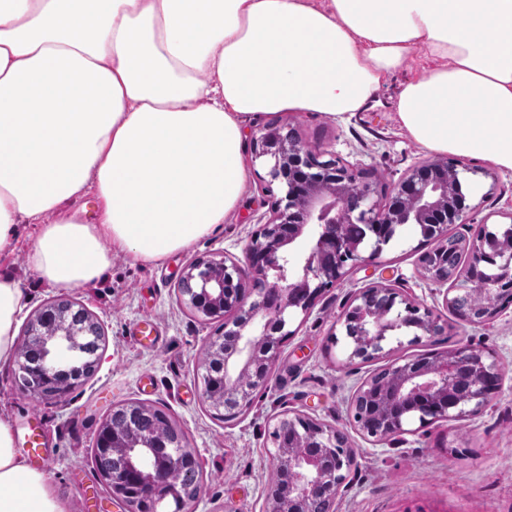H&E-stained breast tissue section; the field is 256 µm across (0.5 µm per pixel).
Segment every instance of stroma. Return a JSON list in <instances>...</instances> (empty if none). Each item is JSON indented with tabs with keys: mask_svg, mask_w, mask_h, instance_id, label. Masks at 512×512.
<instances>
[{
	"mask_svg": "<svg viewBox=\"0 0 512 512\" xmlns=\"http://www.w3.org/2000/svg\"><path fill=\"white\" fill-rule=\"evenodd\" d=\"M428 66L421 52L412 53L406 67L384 82L361 112L342 119L289 112L280 115L278 124L293 129L313 152L364 171L379 198H386L413 167L432 158L400 128L393 109L401 83ZM244 160L249 186L238 210L218 231L163 264L119 258L94 286L50 287L27 270L36 235L32 224L21 226L13 252L0 255V270L15 272L30 291L19 330H26L46 302L66 295L95 316L105 336L95 372L60 400L33 397L13 367L0 369V406L9 411L18 439L37 425L39 456L50 457L47 470L72 512H123L105 497L92 449L101 423L116 406L131 402L163 410L205 464L200 492L183 512H266L276 474L271 432L276 417L288 411L338 429L356 451L334 512H512V305L484 326L457 321L444 304L449 284H434L421 272L419 257L433 243L418 225L400 227L378 259L351 269L340 284L319 293L308 313L291 318L271 381L250 407L224 421L203 405V352L222 334L223 321L205 320L187 309L177 282L192 261L225 255L243 259L251 235L282 197L266 159L248 150ZM464 164L460 179L472 188L466 197L470 209L466 223L449 225V235L468 239L474 225L496 232L512 224V172L476 158ZM377 284L433 310L445 329L418 342L413 329L395 330L378 357L349 361L337 342L345 334L338 318L361 289ZM142 320L155 324L158 347L136 343L132 330ZM465 343L492 354L501 368V387L478 415L423 427L414 422L408 433L381 441L359 430L351 401L365 380L388 364L423 353L443 354ZM39 456L29 457V464L38 466Z\"/></svg>",
	"mask_w": 512,
	"mask_h": 512,
	"instance_id": "stroma-1",
	"label": "stroma"
}]
</instances>
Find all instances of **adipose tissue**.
I'll list each match as a JSON object with an SVG mask.
<instances>
[{"label":"adipose tissue","instance_id":"adipose-tissue-1","mask_svg":"<svg viewBox=\"0 0 512 512\" xmlns=\"http://www.w3.org/2000/svg\"><path fill=\"white\" fill-rule=\"evenodd\" d=\"M416 51L400 127L512 172V0H0V253L37 225L28 269L64 289L162 263L236 210L249 122L361 111ZM28 303L0 271V367ZM0 512H69L1 409Z\"/></svg>","mask_w":512,"mask_h":512}]
</instances>
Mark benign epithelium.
<instances>
[{
    "mask_svg": "<svg viewBox=\"0 0 512 512\" xmlns=\"http://www.w3.org/2000/svg\"><path fill=\"white\" fill-rule=\"evenodd\" d=\"M255 157L271 163V181L279 182L285 195L276 201L273 216L251 238L245 261L227 257L200 259L189 264L178 283L180 300L195 314L224 319V336L205 349L202 367V400L218 412L228 405L245 408L254 393L266 387L280 347L292 331L286 316L306 314L320 291L344 280L357 264L380 257L383 247L405 224L423 225L435 247L421 254L419 263L426 278L454 284L455 294L446 297V308L455 311L460 298L476 288L499 294L512 280V250L497 253V275L483 277L472 268H448L438 255L448 249V225L465 223L468 207L462 199L458 160L434 159L424 162L395 186L388 205L375 199L376 185L363 174L339 161L320 159L292 130L268 129L256 139ZM371 229L374 240L368 255L361 246L365 237H348L346 229ZM305 236L310 247L306 257L295 251L297 239ZM494 233L475 230L472 240L455 243V251L469 250L472 259L481 257L485 246L493 244ZM275 272L274 281L268 272ZM398 293L387 286L362 289L340 316L348 329V318L357 315L358 335L352 338L349 360L371 359L382 350L386 332L414 326L425 336L440 334L444 325L433 311H420L409 303L391 315ZM496 309L476 308L461 316L470 325L489 323ZM98 326L82 305L58 299L43 305L27 327L23 353L17 360L19 378L40 385L26 388L35 396L60 399L82 384L96 369L97 362L73 368L65 379L58 378L60 355L79 345L81 337ZM467 370L473 386L462 398L450 396L456 374ZM391 386L375 387L372 379L362 383L356 395L373 393L385 410L375 416L367 435L386 439L407 432L405 426L418 420L425 426L439 420L478 415L500 386L501 370L493 356L464 345L446 354H421L403 364L385 368ZM162 435L131 434L116 439L102 434L97 447L118 454L122 467L100 478L110 489V497L124 512H159L164 502L159 490L170 479L180 456L194 451H170L178 429L163 418ZM278 473L288 478V496L272 489L268 512H301L299 506L326 499L335 502L346 473L355 460L353 449L344 446L339 431L301 414H284L272 431ZM306 437L317 451L297 454L286 448V439Z\"/></svg>",
    "mask_w": 512,
    "mask_h": 512,
    "instance_id": "benign-epithelium-1",
    "label": "benign epithelium"
}]
</instances>
